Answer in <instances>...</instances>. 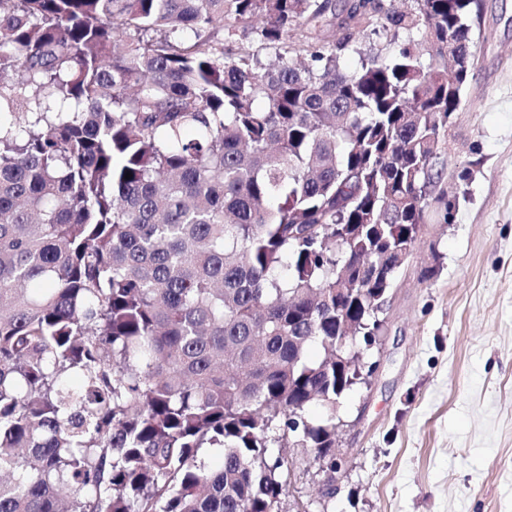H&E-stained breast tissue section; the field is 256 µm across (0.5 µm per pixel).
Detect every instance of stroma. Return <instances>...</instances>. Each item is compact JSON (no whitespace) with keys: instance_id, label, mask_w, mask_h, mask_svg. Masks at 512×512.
<instances>
[{"instance_id":"1","label":"stroma","mask_w":512,"mask_h":512,"mask_svg":"<svg viewBox=\"0 0 512 512\" xmlns=\"http://www.w3.org/2000/svg\"><path fill=\"white\" fill-rule=\"evenodd\" d=\"M473 41L380 368L336 406L341 477L328 489L309 449H282V512H512V0H481ZM452 190L448 221L438 197Z\"/></svg>"}]
</instances>
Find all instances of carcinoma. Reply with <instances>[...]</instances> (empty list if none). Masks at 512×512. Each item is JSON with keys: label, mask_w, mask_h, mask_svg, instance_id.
<instances>
[{"label": "carcinoma", "mask_w": 512, "mask_h": 512, "mask_svg": "<svg viewBox=\"0 0 512 512\" xmlns=\"http://www.w3.org/2000/svg\"><path fill=\"white\" fill-rule=\"evenodd\" d=\"M413 2L0 0V512H279L276 426L336 471L340 322L383 333L474 67L478 0ZM245 51L255 54L259 53L265 58L270 57L272 54L267 50H262L258 44L253 42L244 25L239 24L236 35L229 37L227 33H224V53L238 54ZM409 39L412 41L415 48L421 49L423 48L424 41L426 40V34L423 30L415 31L411 35L400 34L391 42L389 39L386 40L382 35L370 36L371 45L374 48L381 50L382 55L386 57L396 53L400 47L408 43Z\"/></svg>", "instance_id": "cac0c4a2"}]
</instances>
